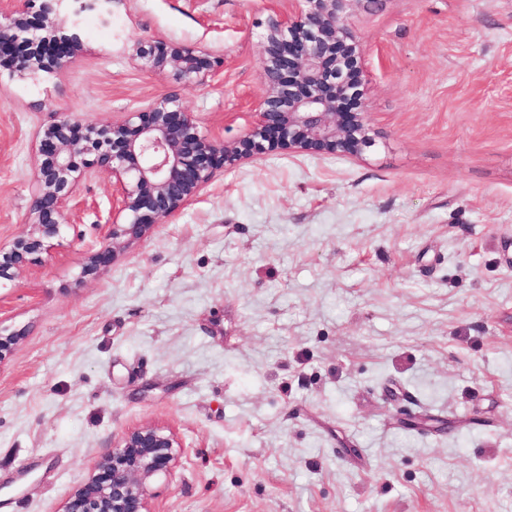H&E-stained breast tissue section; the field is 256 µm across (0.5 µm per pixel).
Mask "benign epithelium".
<instances>
[{
	"mask_svg": "<svg viewBox=\"0 0 512 512\" xmlns=\"http://www.w3.org/2000/svg\"><path fill=\"white\" fill-rule=\"evenodd\" d=\"M294 2L296 9L268 18L264 94L254 106L251 128L239 137L219 141L201 134L173 95L110 125L62 115L44 128L28 230L0 245V288L63 238L69 202L90 169L114 179L112 220L83 267L96 274L193 200L217 168L276 149L357 157L374 146L362 80L364 53L346 24L353 0ZM59 30L51 0L32 17L15 8L14 0H0V67L33 78L66 68L80 43ZM134 56L143 69L169 70L184 83L201 81L215 68L209 53L179 42H138ZM176 448L174 435L160 428L129 430L61 512H148L147 481L170 471Z\"/></svg>",
	"mask_w": 512,
	"mask_h": 512,
	"instance_id": "1",
	"label": "benign epithelium"
}]
</instances>
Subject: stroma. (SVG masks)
Segmentation results:
<instances>
[{
  "mask_svg": "<svg viewBox=\"0 0 512 512\" xmlns=\"http://www.w3.org/2000/svg\"><path fill=\"white\" fill-rule=\"evenodd\" d=\"M290 0H112L61 73L0 71V244L27 230L37 135L177 96L232 140ZM376 143L214 171L96 276L92 172L61 244L0 288V512H60L129 429L182 447L149 512H512V0H357ZM219 65L143 70L139 40ZM448 420L449 431L425 425ZM419 419L406 431V417Z\"/></svg>",
  "mask_w": 512,
  "mask_h": 512,
  "instance_id": "stroma-1",
  "label": "stroma"
}]
</instances>
